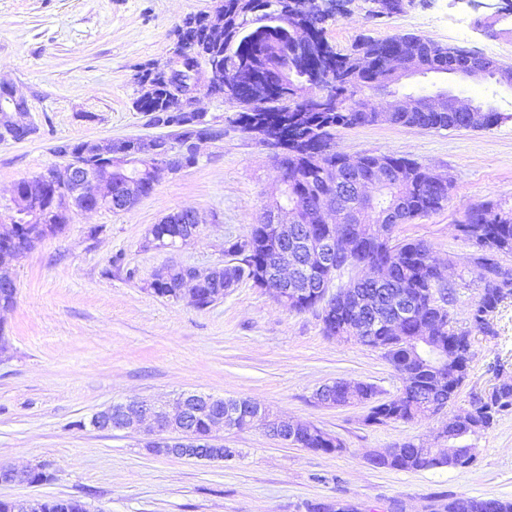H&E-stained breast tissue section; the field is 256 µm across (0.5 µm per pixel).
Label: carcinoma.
<instances>
[{"instance_id":"obj_1","label":"carcinoma","mask_w":512,"mask_h":512,"mask_svg":"<svg viewBox=\"0 0 512 512\" xmlns=\"http://www.w3.org/2000/svg\"><path fill=\"white\" fill-rule=\"evenodd\" d=\"M215 13L222 24L215 29L207 22V16L188 17L176 30L182 48L202 62L212 63L220 79L232 76L248 86L254 81L271 89L266 97L252 99L240 96L242 112L237 124L244 133L252 132L251 115L264 114L269 124L288 121L307 136V141L298 146H284L270 138L264 143L277 149L275 160L284 168L283 179L288 187L283 200L299 211L300 216L312 215L330 191L325 177L332 168L342 170L345 155L334 151L328 155L318 153L320 145L333 139V131L352 127L367 120L375 111L370 92L386 87L385 78L389 60L384 51H398L404 55H419L431 68L442 69L448 62L437 57L433 47L437 43L415 34L390 36L384 39L364 38L348 53L336 54V70L332 84L322 96L324 111L317 112L313 105L282 93L286 56L291 48L292 37L283 24L275 0H217ZM141 95L135 100L137 110L159 112L173 123L174 133L158 138V153H179L182 146L193 135L181 126L184 115L170 108L177 100L173 89L160 80V72L153 63L145 65L139 74ZM391 122L402 126L432 130L448 128L467 129L469 123L462 112H395ZM83 142H66L55 147L58 155H70L83 163L86 174L96 176L109 165L106 156H85L81 153ZM393 163V176L378 193L379 206L393 201L402 204V223L434 213L448 202V191L434 188L426 166L395 154H369L364 156L363 177L376 175L379 162ZM25 191L44 215L47 230L34 233L22 227L5 240L0 239V275L9 273V262L13 254L32 249L48 236L64 231L69 223L67 195L69 187L59 188L39 175L21 181ZM337 199L347 213H358L362 219L354 224L342 225V231L353 243L356 252L348 262L337 266H374L381 262L388 265L383 282L364 283L359 289L371 298L378 296L379 288L403 292L419 302L423 313L406 323L403 337L390 334L383 321L371 323L364 312L341 303L323 305L310 298L311 291L320 286L318 274L304 270L300 272V288L303 297L288 309L296 312L312 311L322 323L323 333L329 337L350 336L356 342L379 349L401 377L404 387L399 394L383 401L375 400L377 388L369 383L350 387V392L339 393V398L353 403L370 404L365 421L370 425H386L395 421H411L431 414L433 405L455 396L467 376L470 360L467 342L462 337H448V303L452 295L441 305L431 300V290L438 285L439 274L432 248L422 241L394 242V224H386L381 215L367 209L364 192L357 183L348 181L337 186ZM490 209L498 210L499 219L485 223L464 225V236L473 243H483L489 250H477L470 263L477 271L482 284V293L472 310L470 321L475 330L494 334V329H485L483 314L494 311L502 301L494 278L500 275L499 257L512 254V209L503 211L492 203ZM182 222L169 224L159 222L147 231L143 247L174 249L179 243L194 238L196 224L189 214L181 215ZM336 229L312 219L300 225L293 246L297 252H305L310 245L326 238ZM230 260L224 264V274L218 283L196 280L195 304L206 309L224 298L218 289L229 291L243 282L257 288H265L277 295L275 280L276 245L268 211H263L248 235L228 242L224 249ZM195 280L193 271L182 263H171L153 273L147 287L157 296L174 298L178 284ZM243 406L248 412L245 398L226 399L216 397L212 403H195L191 406L188 429L192 435L204 440L214 439L210 419L224 412L228 406ZM473 407L460 423L448 425L441 437L451 436L457 440L480 436L488 430L497 417L512 409V380L505 384L490 403L472 401ZM300 447L314 452L331 454L343 450V443L316 427L297 437ZM478 449L463 447L452 455L437 454L412 441L399 443L386 451V455L371 461L377 468L405 471H427L442 468H467L477 458ZM34 512H88L85 503L78 499H43ZM443 512H512V500L455 497L444 506Z\"/></svg>"}]
</instances>
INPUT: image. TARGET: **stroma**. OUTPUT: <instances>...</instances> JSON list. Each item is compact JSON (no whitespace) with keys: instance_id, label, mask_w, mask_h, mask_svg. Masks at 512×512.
I'll list each match as a JSON object with an SVG mask.
<instances>
[{"instance_id":"obj_1","label":"stroma","mask_w":512,"mask_h":512,"mask_svg":"<svg viewBox=\"0 0 512 512\" xmlns=\"http://www.w3.org/2000/svg\"><path fill=\"white\" fill-rule=\"evenodd\" d=\"M215 0H0V82L25 100L35 135L0 141V214L15 185L60 164L65 141L162 135L134 104L135 76L164 61L176 30ZM500 0H407L402 12L373 17L369 0H346L325 25L339 52L360 38L416 34L512 66V26L495 22ZM445 89L494 104L510 116L489 130L436 131L381 122L337 129L333 147L356 158L393 153L449 177L448 201L399 225L401 240L431 246L453 293L450 325L469 326L481 283L473 246L457 229L465 213L492 202L512 207V90L429 73L403 80L402 94ZM196 107L224 126L200 146L197 165L163 174L153 192L119 213L72 215L64 231L17 256L13 308L0 310V465L44 466L49 482L0 484V499L76 498L90 512H437L452 497L512 499V411L477 441L472 466L403 471L368 456L404 441L444 453L439 435L474 396L512 378V298L499 307L496 336L472 334L473 359L454 402L440 414L370 425L368 405L327 407L322 385L403 383L380 350L325 336L318 318L288 310L245 283L205 310L147 287L167 262L201 270L224 263L226 241L247 235L280 189L272 152L235 124L239 106L199 96ZM188 209L197 238L176 250L143 246L148 227ZM183 393L247 398L283 421L314 425L342 452L282 444L259 426L217 430L238 456L226 462L149 451L143 433L99 430L90 419L126 400L170 401Z\"/></svg>"}]
</instances>
